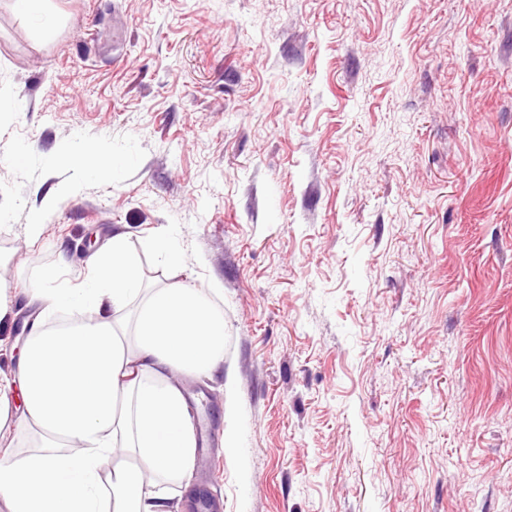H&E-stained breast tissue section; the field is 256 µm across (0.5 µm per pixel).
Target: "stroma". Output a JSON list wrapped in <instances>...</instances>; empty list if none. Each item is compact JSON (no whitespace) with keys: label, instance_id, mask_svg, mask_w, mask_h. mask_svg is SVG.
Wrapping results in <instances>:
<instances>
[{"label":"stroma","instance_id":"35a3bbf8","mask_svg":"<svg viewBox=\"0 0 512 512\" xmlns=\"http://www.w3.org/2000/svg\"><path fill=\"white\" fill-rule=\"evenodd\" d=\"M48 4L0 0V373L122 232L224 316L171 512H512V0ZM154 252L163 263L172 268H178L183 263V252L178 244L168 236H157L151 242Z\"/></svg>","mask_w":512,"mask_h":512}]
</instances>
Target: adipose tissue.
Here are the masks:
<instances>
[{
  "label": "adipose tissue",
  "instance_id": "1",
  "mask_svg": "<svg viewBox=\"0 0 512 512\" xmlns=\"http://www.w3.org/2000/svg\"><path fill=\"white\" fill-rule=\"evenodd\" d=\"M59 276L44 268L29 291L66 322L26 340L18 377L0 375V420L12 418L11 400L20 397L18 424L42 439L23 459L0 455V499L10 512H169L149 478L189 479L198 452L173 378L222 369L224 317L200 288L145 287L122 233L82 282L60 288Z\"/></svg>",
  "mask_w": 512,
  "mask_h": 512
}]
</instances>
